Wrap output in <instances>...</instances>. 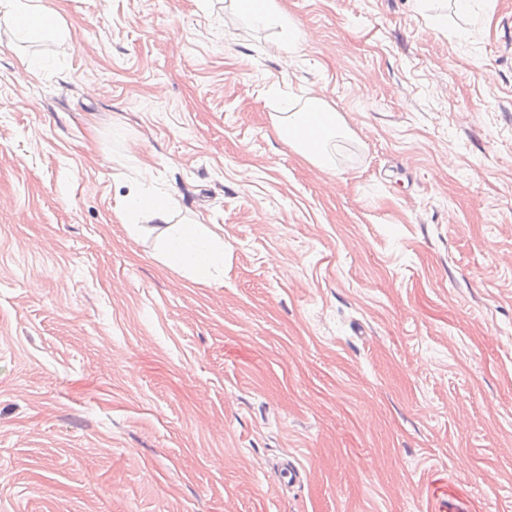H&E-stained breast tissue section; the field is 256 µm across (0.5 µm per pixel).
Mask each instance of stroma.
<instances>
[{
	"mask_svg": "<svg viewBox=\"0 0 512 512\" xmlns=\"http://www.w3.org/2000/svg\"><path fill=\"white\" fill-rule=\"evenodd\" d=\"M0 26V512H512V0H49ZM308 91L323 172L273 131ZM214 225L164 265L128 193ZM295 468L296 484L281 478ZM1 20L24 42L33 45L53 40L72 43L73 37L62 16L47 9L43 0H1ZM230 7L250 27L275 31L279 37L273 45L278 53L295 54L300 42L305 41L304 34L281 9L279 0H231ZM281 111L272 115L277 136L320 170H335L330 145L336 139L351 138L339 112L324 98L307 93L289 97ZM175 205L169 193L137 190L127 195L120 206L136 220L147 217L165 225L157 241L164 264L200 276L224 275V240L210 224H171Z\"/></svg>",
	"mask_w": 512,
	"mask_h": 512,
	"instance_id": "stroma-1",
	"label": "stroma"
}]
</instances>
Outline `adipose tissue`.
<instances>
[{
	"instance_id": "adipose-tissue-1",
	"label": "adipose tissue",
	"mask_w": 512,
	"mask_h": 512,
	"mask_svg": "<svg viewBox=\"0 0 512 512\" xmlns=\"http://www.w3.org/2000/svg\"><path fill=\"white\" fill-rule=\"evenodd\" d=\"M230 7L250 27L275 31L277 52H298L305 36L282 10L279 0H230ZM0 20L19 40L33 45L73 40L62 16L47 9L43 0H0ZM272 124L281 140L328 172L335 168L331 144L350 136L339 112L324 98L308 94L285 100L281 112L273 115ZM175 205L170 194L138 190L124 198L121 208L134 218L146 217L161 225L158 253L164 264L200 276L222 275L223 239L207 224L174 223Z\"/></svg>"
}]
</instances>
